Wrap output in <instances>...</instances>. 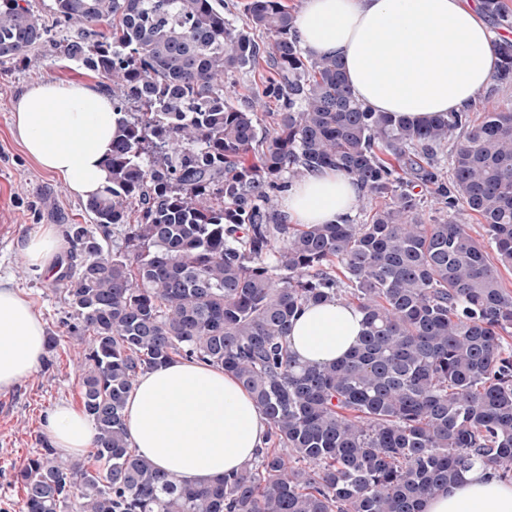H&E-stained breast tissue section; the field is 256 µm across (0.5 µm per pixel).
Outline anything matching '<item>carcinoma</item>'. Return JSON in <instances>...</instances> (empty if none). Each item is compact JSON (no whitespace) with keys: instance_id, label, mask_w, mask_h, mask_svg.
<instances>
[{"instance_id":"1","label":"carcinoma","mask_w":512,"mask_h":512,"mask_svg":"<svg viewBox=\"0 0 512 512\" xmlns=\"http://www.w3.org/2000/svg\"><path fill=\"white\" fill-rule=\"evenodd\" d=\"M53 2L60 56L106 80L121 118L110 187L85 203L94 223L72 225L59 278L94 463L37 451L13 475L22 512H422L476 463L512 480V293L458 221L477 215L512 266V103L478 122L371 112L335 58L304 56L283 0H247L241 27L224 0ZM484 11L512 24L504 0ZM49 40L20 0H0V60ZM495 54V80L512 84V41ZM262 59L254 97L279 105L272 135L224 86ZM457 130L446 179L437 149ZM322 168L384 206L361 224L285 223L278 195ZM413 179L439 222L425 223ZM117 225L125 242L111 250ZM344 287L365 315L358 345L336 363H298L292 318ZM176 357L233 373L268 417V446L232 477L178 483L130 448L136 377Z\"/></svg>"}]
</instances>
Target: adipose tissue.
I'll use <instances>...</instances> for the list:
<instances>
[{"label": "adipose tissue", "instance_id": "obj_1", "mask_svg": "<svg viewBox=\"0 0 512 512\" xmlns=\"http://www.w3.org/2000/svg\"><path fill=\"white\" fill-rule=\"evenodd\" d=\"M302 48L342 64L352 95L365 108L396 119L468 111L495 74L496 38L478 6L465 0H303L296 17ZM118 114L110 95L89 82L46 79L18 99L13 123L27 154L77 196L103 195L104 160ZM362 189L325 168L295 183L282 201L295 224H339ZM62 248L54 224L30 232L25 266L52 274ZM364 332L355 305L330 300L305 306L292 321L288 347L303 363L347 357ZM46 349L41 316L10 281L0 279V389L40 368ZM130 446L179 482L210 484L238 472L262 448L270 423L253 395L223 368L183 359L140 373L127 398ZM50 444L65 457L90 448L86 414L59 405L43 419ZM422 512H512V481L474 465L451 486L427 496Z\"/></svg>", "mask_w": 512, "mask_h": 512}]
</instances>
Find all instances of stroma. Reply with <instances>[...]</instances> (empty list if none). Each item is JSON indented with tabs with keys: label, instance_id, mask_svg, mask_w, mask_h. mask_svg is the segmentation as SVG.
<instances>
[{
	"label": "stroma",
	"instance_id": "1",
	"mask_svg": "<svg viewBox=\"0 0 512 512\" xmlns=\"http://www.w3.org/2000/svg\"><path fill=\"white\" fill-rule=\"evenodd\" d=\"M30 9L51 28L52 39L17 60L0 61V278L11 279L40 314L47 335L56 337L53 364L29 379L0 390V512H21L23 492L12 475L26 459L47 443L42 428L45 413L66 402L82 403L81 371L65 323L71 307L53 277L27 269L19 247L43 224L68 229L89 223L83 198L71 194L63 182L42 171L24 152L13 126V106L38 80H85L100 83L99 75L62 58L55 46L64 36L56 22L53 0H28Z\"/></svg>",
	"mask_w": 512,
	"mask_h": 512
}]
</instances>
